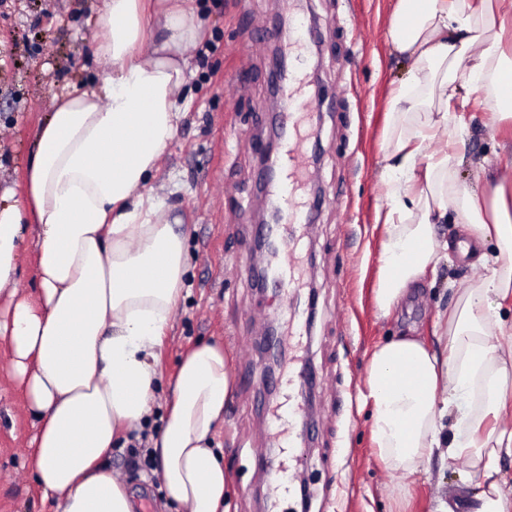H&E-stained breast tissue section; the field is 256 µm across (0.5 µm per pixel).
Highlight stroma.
I'll return each mask as SVG.
<instances>
[{
  "label": "stroma",
  "mask_w": 512,
  "mask_h": 512,
  "mask_svg": "<svg viewBox=\"0 0 512 512\" xmlns=\"http://www.w3.org/2000/svg\"><path fill=\"white\" fill-rule=\"evenodd\" d=\"M205 19L198 44L185 49L193 76L181 92L176 135L150 185L170 223L188 242L183 297L160 352L162 377L151 416L161 429L178 363L199 341L223 345L232 387L213 445L224 457L231 512H475L486 487L481 468L465 459H432L417 471L388 469L369 436L360 404L369 352L396 336L436 346L439 311L453 305L449 282L474 284L484 273L475 242L459 225H438L448 256L424 273L388 317L374 301L385 234L375 221L385 204L388 93L410 66L394 50L388 21L394 0H198ZM103 0H0V194L21 193L36 128L56 99L98 83L105 67L93 53ZM320 48V94L313 100L308 181L321 195L301 224L305 269L299 288L262 287L257 209L262 200L257 145L271 129V60L275 32ZM453 127L467 130L457 180L482 186L491 170L512 185V125L491 128L481 95L464 89ZM313 311L298 352L316 373L310 389L267 388L265 326L285 309ZM0 345V512H54L24 466L34 432L22 392L6 376ZM304 405L309 434L301 461L271 470L284 448L270 415L283 402ZM107 466L133 492L136 512H168L158 467L137 468L127 449Z\"/></svg>",
  "instance_id": "stroma-1"
}]
</instances>
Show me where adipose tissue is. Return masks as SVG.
I'll list each match as a JSON object with an SVG mask.
<instances>
[{
    "mask_svg": "<svg viewBox=\"0 0 512 512\" xmlns=\"http://www.w3.org/2000/svg\"><path fill=\"white\" fill-rule=\"evenodd\" d=\"M512 0H396L389 34L409 59L390 91L383 182L387 227L375 303L389 315L409 286L448 249L434 227L455 222L493 240L479 283L457 289L434 334L443 352L414 338L377 345L365 391L370 440L382 462L416 470L433 457L481 464L490 484L479 512H512L492 477L512 456V200L504 184L478 193L459 185L462 141L449 138L457 85L481 92L490 125L512 120V47L499 24ZM203 23L181 0H105L95 54L98 89L61 99L35 132L20 199L0 204V292L15 284L21 241L34 229L32 296L0 305L9 377L35 423L27 463L55 512H135L103 461L115 441L144 430L161 378L159 350L172 326L186 271V242L148 187L173 140L179 91L192 73L183 57ZM156 34L152 55L141 54ZM444 150H433L435 142ZM484 402L473 411L475 383ZM231 374L221 346L183 357L162 431L150 436L178 512H229L228 478L210 440L224 418Z\"/></svg>",
    "mask_w": 512,
    "mask_h": 512,
    "instance_id": "adipose-tissue-1",
    "label": "adipose tissue"
}]
</instances>
